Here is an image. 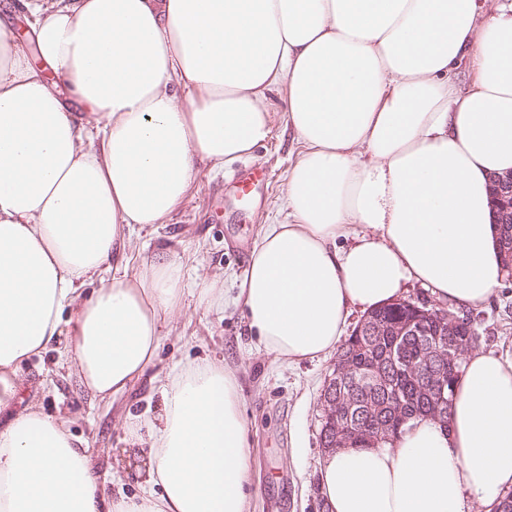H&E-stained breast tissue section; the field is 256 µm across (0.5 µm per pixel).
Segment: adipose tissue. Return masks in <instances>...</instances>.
Masks as SVG:
<instances>
[{"label":"adipose tissue","instance_id":"ef3b65f1","mask_svg":"<svg viewBox=\"0 0 512 512\" xmlns=\"http://www.w3.org/2000/svg\"><path fill=\"white\" fill-rule=\"evenodd\" d=\"M468 62V82L457 71ZM300 145L288 220L261 225L238 291L171 254L116 260L134 225L187 199L198 163L271 131ZM512 172V0H7L0 11V409L23 363L69 334L107 400L154 367L185 293L240 309L257 347L331 355L352 309L417 281L459 306L504 275L490 178ZM137 494L112 495L68 419L27 407L0 429V512H248L239 377L171 368ZM329 512H487L512 488V361L469 353L447 426L327 452Z\"/></svg>","mask_w":512,"mask_h":512}]
</instances>
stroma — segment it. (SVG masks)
Returning <instances> with one entry per match:
<instances>
[{
    "label": "stroma",
    "mask_w": 512,
    "mask_h": 512,
    "mask_svg": "<svg viewBox=\"0 0 512 512\" xmlns=\"http://www.w3.org/2000/svg\"><path fill=\"white\" fill-rule=\"evenodd\" d=\"M295 154L296 142L277 118L268 139L251 155L217 168L200 165L186 202L167 223L135 225L126 250L129 270H136L141 257L169 249L200 274L242 278L260 226L285 216L283 193ZM248 167L265 174L251 208L228 188L232 176ZM403 298L467 317L479 335L478 349L512 356V287L496 288L486 302L471 308L438 300L416 282L406 285ZM183 304L156 368L131 390L106 402L94 399L69 369L65 351L70 339L62 336L52 349L23 364L15 400L9 412H0V424L33 403L45 413L70 419L100 480L130 495L138 490L143 459L125 453L121 415L156 414L162 405L159 383L173 364L215 357L240 371L250 445L251 512H326L318 482L323 454L320 393L335 356L292 365L272 362L257 348L240 311L211 310L189 295Z\"/></svg>",
    "instance_id": "stroma-1"
}]
</instances>
